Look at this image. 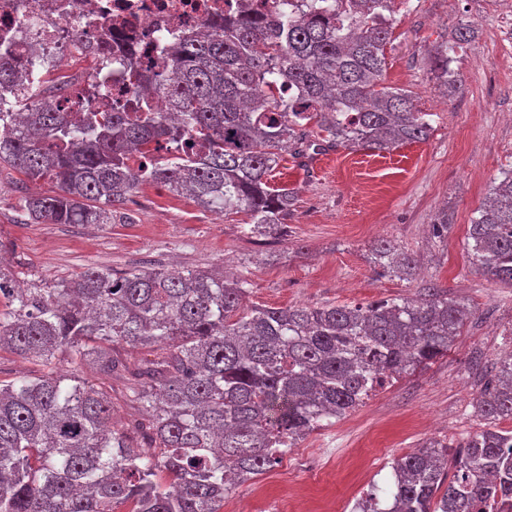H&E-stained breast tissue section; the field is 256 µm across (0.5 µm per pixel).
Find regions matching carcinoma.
Listing matches in <instances>:
<instances>
[{
	"label": "carcinoma",
	"mask_w": 512,
	"mask_h": 512,
	"mask_svg": "<svg viewBox=\"0 0 512 512\" xmlns=\"http://www.w3.org/2000/svg\"><path fill=\"white\" fill-rule=\"evenodd\" d=\"M246 6L224 27L182 37L149 70L126 67L119 109L77 101L70 113L25 85L0 32V165L56 190L29 195L35 224H110L141 185L242 214L247 235L284 233L293 192L269 182L281 151L388 153L422 142L431 114L386 84L390 0H308L299 14ZM433 71L461 87L448 49ZM472 263L512 285V170L467 230ZM374 263L402 279L417 260L390 241ZM247 281L222 269L89 268L47 288H18L0 261V351L50 365L84 362L95 379L54 370L0 378V512H224L235 487L280 462L323 422L448 352L471 317L438 291L360 305H244ZM119 344L155 348L136 368ZM147 419L135 446L112 425V381ZM486 428L455 453L439 442L397 458L386 498L362 512H476L512 497V351L480 391ZM453 473H448V469Z\"/></svg>",
	"instance_id": "1"
}]
</instances>
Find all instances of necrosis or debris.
Here are the masks:
<instances>
[{
    "mask_svg": "<svg viewBox=\"0 0 512 512\" xmlns=\"http://www.w3.org/2000/svg\"><path fill=\"white\" fill-rule=\"evenodd\" d=\"M227 10V0H0V30L22 70L40 51L62 99L86 97L107 108L129 95L125 64L158 62V45L222 23Z\"/></svg>",
    "mask_w": 512,
    "mask_h": 512,
    "instance_id": "obj_1",
    "label": "necrosis or debris"
}]
</instances>
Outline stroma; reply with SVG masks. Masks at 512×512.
Returning a JSON list of instances; mask_svg holds the SVG:
<instances>
[{"instance_id": "stroma-1", "label": "stroma", "mask_w": 512, "mask_h": 512, "mask_svg": "<svg viewBox=\"0 0 512 512\" xmlns=\"http://www.w3.org/2000/svg\"><path fill=\"white\" fill-rule=\"evenodd\" d=\"M394 19L386 80L431 113L429 138L381 155L340 148L301 161L283 153L271 177L294 191L282 237H247L240 215L204 209L152 184L140 186L125 218L112 224H31L21 196L49 192L51 183L0 168V265L23 288L90 267H222L247 277L255 305H366L417 296L433 282L472 310L445 355L372 392L230 492L237 512H270L307 489L327 498L329 512H356L386 486L394 459L430 440L459 445L484 428L476 399L512 349V285L482 275L466 249L476 209L512 169V0H410ZM461 21L476 33L448 52L462 81L449 97L432 57ZM443 213L452 230L438 241L431 226ZM381 239L419 259L412 279L374 268L371 250Z\"/></svg>"}]
</instances>
